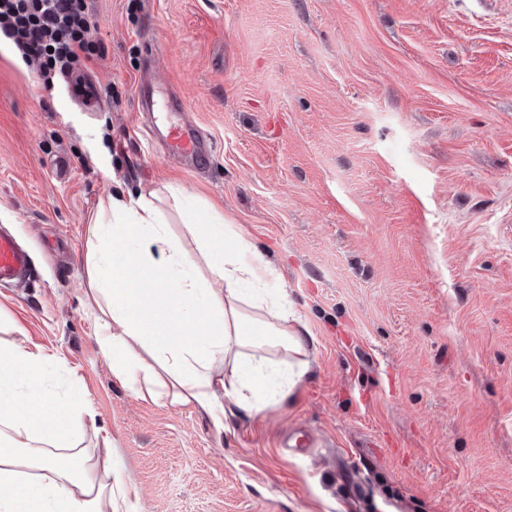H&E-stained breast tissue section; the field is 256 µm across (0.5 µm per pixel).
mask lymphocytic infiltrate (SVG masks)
Wrapping results in <instances>:
<instances>
[{
	"label": "lymphocytic infiltrate",
	"mask_w": 512,
	"mask_h": 512,
	"mask_svg": "<svg viewBox=\"0 0 512 512\" xmlns=\"http://www.w3.org/2000/svg\"><path fill=\"white\" fill-rule=\"evenodd\" d=\"M0 44L23 63L38 62L48 91L59 79H82L103 50L87 0H0Z\"/></svg>",
	"instance_id": "obj_1"
}]
</instances>
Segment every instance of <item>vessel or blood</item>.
<instances>
[{
	"mask_svg": "<svg viewBox=\"0 0 512 512\" xmlns=\"http://www.w3.org/2000/svg\"><path fill=\"white\" fill-rule=\"evenodd\" d=\"M141 107L150 114V131L163 142L169 157L194 168L203 167L212 146L198 127L185 119L184 100L169 96L166 102L155 99V86L143 82L139 87ZM30 255L7 230H0V285L21 284L30 272Z\"/></svg>",
	"mask_w": 512,
	"mask_h": 512,
	"instance_id": "obj_1",
	"label": "vessel or blood"
}]
</instances>
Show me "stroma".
<instances>
[{
	"label": "stroma",
	"mask_w": 512,
	"mask_h": 512,
	"mask_svg": "<svg viewBox=\"0 0 512 512\" xmlns=\"http://www.w3.org/2000/svg\"><path fill=\"white\" fill-rule=\"evenodd\" d=\"M89 108L0 48V225L31 253L0 312L64 356L140 512H512V0H88ZM178 92L207 170L136 122ZM179 187L277 267L308 371L258 412L135 398L84 306L113 181ZM316 446L292 456L287 428Z\"/></svg>",
	"instance_id": "1"
}]
</instances>
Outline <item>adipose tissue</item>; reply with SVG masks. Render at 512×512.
Instances as JSON below:
<instances>
[{
	"instance_id": "ef3b65f1",
	"label": "adipose tissue",
	"mask_w": 512,
	"mask_h": 512,
	"mask_svg": "<svg viewBox=\"0 0 512 512\" xmlns=\"http://www.w3.org/2000/svg\"><path fill=\"white\" fill-rule=\"evenodd\" d=\"M197 254L173 237L158 191L116 187L86 227V306L112 373L134 397L190 406L224 429V404L261 409L264 377L302 380L310 333L275 267L217 212L191 217L173 188ZM72 369L60 354L0 344V512H138L112 468V442L86 448L84 390L51 385Z\"/></svg>"
}]
</instances>
